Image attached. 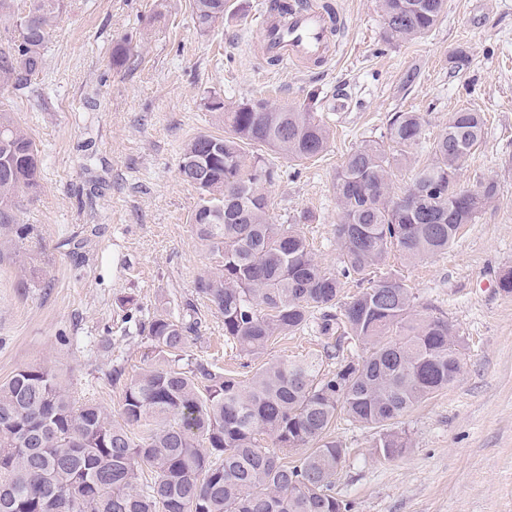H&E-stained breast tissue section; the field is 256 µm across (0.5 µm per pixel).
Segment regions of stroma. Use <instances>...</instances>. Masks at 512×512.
<instances>
[{"instance_id":"35a3bbf8","label":"stroma","mask_w":512,"mask_h":512,"mask_svg":"<svg viewBox=\"0 0 512 512\" xmlns=\"http://www.w3.org/2000/svg\"><path fill=\"white\" fill-rule=\"evenodd\" d=\"M267 0H227L224 20L197 31L193 0H68L49 36L45 64L19 88L0 90L35 141L41 189L22 199L21 223L42 252L20 271L18 249L0 235V383L44 365L80 397L119 413L124 386L143 366L138 328L153 312L193 300L199 328L187 347L216 373L252 375L275 359L321 351L316 326L243 356L195 280L213 259L189 222L200 192L179 172L183 143L224 124L204 102L266 98L296 105L316 96L331 128L327 152L295 165L256 146L280 170L266 195L276 223L301 226L317 260L340 272L335 177L346 154L381 140L395 112H419L426 141L451 113H485L482 144L460 175L473 187L501 184L494 206L465 226L443 254L386 265L411 288L418 309L447 318L464 342L463 369L449 388L392 424L408 441L386 458L377 429L338 419L331 433L348 454L335 483L352 512H512V0H446L422 39L384 43L377 0H341L345 30L327 65L302 69L264 57L252 42ZM131 60L109 64L115 41ZM470 69L451 74L458 50ZM417 72L406 84L408 72ZM121 370L120 380L109 377Z\"/></svg>"}]
</instances>
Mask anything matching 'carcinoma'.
<instances>
[{
  "instance_id": "carcinoma-1",
  "label": "carcinoma",
  "mask_w": 512,
  "mask_h": 512,
  "mask_svg": "<svg viewBox=\"0 0 512 512\" xmlns=\"http://www.w3.org/2000/svg\"><path fill=\"white\" fill-rule=\"evenodd\" d=\"M389 44L421 38L440 20L444 0H378ZM65 0H0V25L12 29L0 52V88L20 87L44 65ZM202 33L224 19V0H193ZM130 61L128 44L112 45L110 64ZM207 109L225 134H199L181 149L183 179L202 193L191 217L197 239L222 258L198 276L195 292L224 320V336L253 355L277 336L297 333L314 314L323 336L341 344L298 359H276L247 381L180 364L197 332V307L179 316L158 310L141 324L149 342L144 368L126 385L121 419L93 402H78L60 374L29 366L0 384V512H350L336 497V467L346 448L331 438L339 416L382 428L435 392L462 369L463 342L445 318L416 310L397 272H384L396 252L415 261L444 252L459 229L494 204L495 179L473 189L459 177L482 143L484 114L451 113L413 168L405 190L394 169L412 165L426 120L395 112L386 126L392 151L376 144L351 150L336 173L343 268L336 275L316 260L296 224H277L265 188L277 168L246 146L262 144L292 162L313 160L330 141L314 106H277L264 98ZM39 150L0 105V231L18 242L33 228L18 223L19 199L40 187ZM357 283L341 300L344 281ZM336 361V368L325 367ZM272 446L260 445V437ZM405 437L381 433L377 453L390 458ZM306 449L294 462L288 454Z\"/></svg>"
}]
</instances>
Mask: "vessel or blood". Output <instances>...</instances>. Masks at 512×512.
Here are the masks:
<instances>
[{
  "instance_id": "obj_1",
  "label": "vessel or blood",
  "mask_w": 512,
  "mask_h": 512,
  "mask_svg": "<svg viewBox=\"0 0 512 512\" xmlns=\"http://www.w3.org/2000/svg\"><path fill=\"white\" fill-rule=\"evenodd\" d=\"M333 21L311 0H294L286 10L263 13L254 26V42L279 62L308 65L327 61Z\"/></svg>"
}]
</instances>
